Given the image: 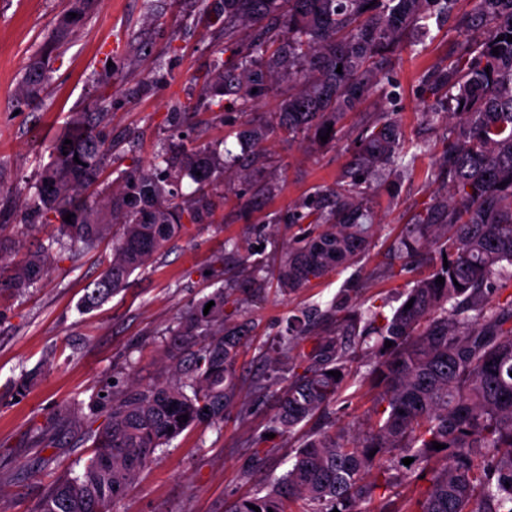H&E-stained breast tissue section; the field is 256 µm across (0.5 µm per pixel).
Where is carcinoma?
Wrapping results in <instances>:
<instances>
[{"label":"carcinoma","instance_id":"1","mask_svg":"<svg viewBox=\"0 0 512 512\" xmlns=\"http://www.w3.org/2000/svg\"><path fill=\"white\" fill-rule=\"evenodd\" d=\"M91 2L68 0L55 40L84 24ZM202 2L224 30L212 66L199 76L208 107L224 111V95L235 93V105L245 114L275 80L296 86L263 126L236 133L241 149L264 159L263 143L272 136L336 139L340 121L377 91L375 72L399 49L401 36L448 16L457 0ZM473 2L460 51L429 88L438 103L447 95L453 120L436 161L447 196L435 197L419 212L400 242V251L414 254L428 235L448 265L413 281L390 314L382 305L352 307V289L343 288L325 310L289 319L276 348H258L263 359L276 354L271 379L285 385L269 433L290 434L335 404L362 355L373 358L366 376L378 393L365 433H312L285 474L265 493L237 501L230 512H255L251 504L261 512H290L294 503L301 504L300 512H358L357 505L378 488L371 471L394 449L407 452L413 459L409 476L427 486L398 507L394 484L386 483L384 512H512V0ZM242 24L257 27L245 44L238 39ZM226 51L232 54L229 63ZM48 79L45 59L30 61L20 100L39 101ZM108 108L102 97L94 111L74 113L41 169L27 209L44 223L58 222L48 243L16 263L15 241L5 234L8 225L0 224V291L35 285L49 270L50 253L89 252L110 233L112 260L81 299L83 310H96L164 252L184 222L202 224L212 216L211 194L240 155L197 143L191 136L195 108L189 105L170 113L171 142L148 167L133 162L115 188L88 201L87 189L120 149L97 131ZM359 142L349 179L317 191L330 204L311 203L308 212L294 217L298 247L276 262L282 289L297 290L365 256L374 235L366 208L373 171L405 169L407 154L426 150L423 142H406L389 114L364 127ZM185 177L196 184L188 199L178 192ZM241 266L240 281L177 318L170 349L175 358L184 344L196 343L188 362L177 361L164 382H132L112 396L105 422L94 430L92 456L79 475L51 487L40 512H108L158 449L203 420L224 422L239 400L235 363L248 336L234 319L233 295L261 287L270 270L248 251ZM440 276L442 285L436 283ZM185 414L187 421L178 420ZM435 441L446 448L434 449Z\"/></svg>","mask_w":512,"mask_h":512}]
</instances>
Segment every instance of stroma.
<instances>
[{"label": "stroma", "mask_w": 512, "mask_h": 512, "mask_svg": "<svg viewBox=\"0 0 512 512\" xmlns=\"http://www.w3.org/2000/svg\"><path fill=\"white\" fill-rule=\"evenodd\" d=\"M65 0H0V224L14 225L18 257L46 241L51 227H22L25 204L36 191L38 173L72 113L91 111L98 97L110 102L100 128L122 140L125 150L151 162L169 129L172 105L196 106L193 123L203 143L219 146L244 124H264L278 111L288 84L274 83L251 114L237 109L211 112L203 106L194 77L206 71L212 50L223 42L219 24L201 0H99L85 24L55 50L45 102L27 106L17 88L30 58L51 35ZM470 0H458L452 15L432 25L377 79L388 97H368L343 120L336 141L291 142L269 138V160H243L227 171L216 194L215 221L190 224L146 271L135 272L120 293L99 309L79 313L86 284L111 255V241L76 259L53 258L49 274L21 296L0 297V512H37L55 481L79 474L93 451L86 420L100 394L130 382L150 384L171 377L168 334L177 314L236 276L240 256L227 240L280 255L293 244L290 222L319 187L340 181L355 155L360 128L394 113L410 140L426 152L412 169L394 178L380 173L368 205L376 224L373 255L354 266L282 292L275 279L241 295L240 321L256 346H274L290 317L311 305L328 306L339 289H354L359 305L388 302L397 308L406 278L387 276L408 224L440 188L431 173L442 148L444 124L427 113L432 100L425 79L457 51L460 24ZM266 366L254 350L237 366L247 417L230 413L220 424L199 423L157 453L112 512H226L238 498L280 477L293 461L296 441L282 437L270 453L254 457L250 440L262 434L276 408L278 389L264 384ZM370 385L350 387L333 407L328 429L356 434L371 407Z\"/></svg>", "instance_id": "stroma-1"}]
</instances>
